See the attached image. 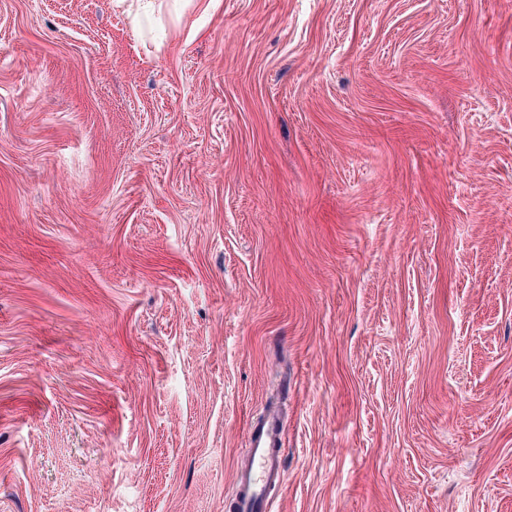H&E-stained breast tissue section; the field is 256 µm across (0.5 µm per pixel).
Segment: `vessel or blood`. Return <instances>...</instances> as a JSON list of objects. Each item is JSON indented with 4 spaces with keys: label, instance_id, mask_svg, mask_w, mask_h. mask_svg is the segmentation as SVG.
<instances>
[{
    "label": "vessel or blood",
    "instance_id": "b4317fda",
    "mask_svg": "<svg viewBox=\"0 0 512 512\" xmlns=\"http://www.w3.org/2000/svg\"><path fill=\"white\" fill-rule=\"evenodd\" d=\"M284 429L277 413H267L264 420L250 429L248 463L236 477L239 512H263L268 488L284 477L281 449Z\"/></svg>",
    "mask_w": 512,
    "mask_h": 512
}]
</instances>
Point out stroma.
<instances>
[{
    "label": "stroma",
    "mask_w": 512,
    "mask_h": 512,
    "mask_svg": "<svg viewBox=\"0 0 512 512\" xmlns=\"http://www.w3.org/2000/svg\"><path fill=\"white\" fill-rule=\"evenodd\" d=\"M0 0V512H512V0ZM118 6H124L125 12L131 16L135 30L144 22H150L155 18L157 0H117ZM284 443L283 424L275 412L267 413L260 424L250 428L248 464L236 477L240 512L265 510V492L280 484L284 477L281 455Z\"/></svg>",
    "instance_id": "35a3bbf8"
}]
</instances>
